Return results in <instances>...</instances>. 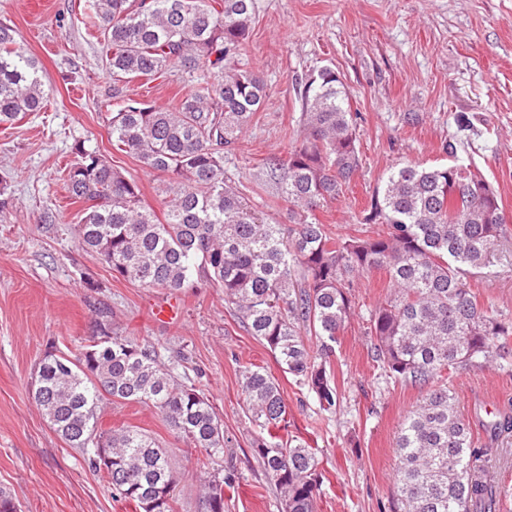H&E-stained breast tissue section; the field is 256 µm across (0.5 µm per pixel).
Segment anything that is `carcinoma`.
<instances>
[{
  "mask_svg": "<svg viewBox=\"0 0 512 512\" xmlns=\"http://www.w3.org/2000/svg\"><path fill=\"white\" fill-rule=\"evenodd\" d=\"M96 33L108 48L112 97L138 79L207 71L209 79L161 107L127 98L107 117L112 147L137 158L162 182L159 220L138 183L107 158L75 145L63 171L70 197L83 206L77 232L113 272L141 288L170 293L212 282L242 326L265 344L283 372L336 407L327 364L351 315L349 277L384 269L392 291L368 317L376 358L394 378L428 388L396 439L393 477L399 512H497L492 472L459 413L445 371L502 360L511 363L512 321L481 307L464 275L512 267V238L494 189L469 165L392 169L372 198L361 235L331 236L315 211L336 199L359 166L356 114L340 77L320 70L302 86L304 136L283 158L264 163L279 185L293 223L273 224L250 208L224 172L268 91L231 60L249 37L254 0H92ZM47 97L38 61L0 23V126L40 112ZM319 342L312 348L309 338ZM242 390L259 432L252 442L266 477L288 512H315L320 486L313 449L280 434L288 407L276 379L258 367L241 371ZM144 403L198 452L209 470L224 452V425L203 391L178 380L154 345L112 336L77 355L46 353L35 401L72 448L112 449L108 483L139 512H174L184 478L166 449L133 427L98 429L103 400ZM512 433V414L485 425ZM234 475L204 481L206 512H224Z\"/></svg>",
  "mask_w": 512,
  "mask_h": 512,
  "instance_id": "1",
  "label": "carcinoma"
}]
</instances>
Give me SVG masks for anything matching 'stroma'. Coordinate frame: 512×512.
Instances as JSON below:
<instances>
[{"mask_svg":"<svg viewBox=\"0 0 512 512\" xmlns=\"http://www.w3.org/2000/svg\"><path fill=\"white\" fill-rule=\"evenodd\" d=\"M89 0H0V22L14 27L34 56L48 90L42 111L0 126V188L12 204L0 212V488L21 512H135L113 499L107 483L54 431L34 400L38 364L48 349L75 354L100 332L156 346L160 359L205 390L228 441L216 466L234 471L224 512H279V494L259 465L258 432L244 408L240 372L271 373L288 406V432L319 459L316 512H393L395 433L421 401L417 387L388 378L375 358L366 319L390 292L385 270L352 279L353 316L330 361L333 411L284 373L270 350L247 333L224 290L212 283L170 294L134 285L84 248L76 232L80 204L61 170L77 142L98 149L160 208L157 176L113 149L106 115L112 98L102 44L89 30ZM234 63L257 73L268 97L224 170L243 198L278 224L288 205L261 162L282 157L303 138L299 85L320 69L342 79L357 114L360 163L338 199L316 212L333 236L358 235L365 209L390 170L455 163L478 168L512 214V0H255L250 38ZM188 75L126 85L124 98L166 105L187 93ZM466 281L481 304L512 316V269ZM176 300L180 317L155 321L154 307ZM474 442L486 449L500 494L512 512V436L491 440L483 428L512 407V372L490 364L449 379ZM102 429L134 426L166 448L186 477L175 512H204L195 449L156 411L115 402Z\"/></svg>","mask_w":512,"mask_h":512,"instance_id":"stroma-1","label":"stroma"}]
</instances>
